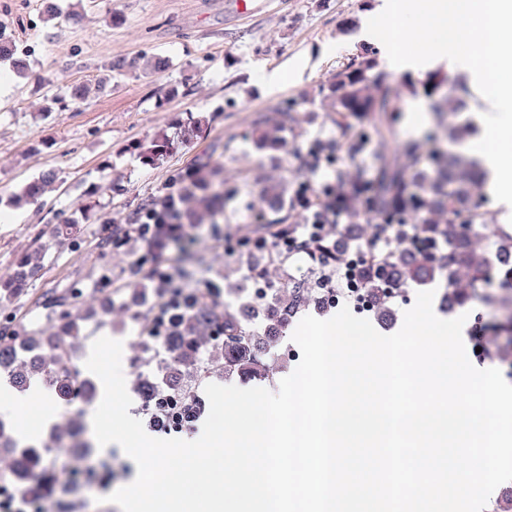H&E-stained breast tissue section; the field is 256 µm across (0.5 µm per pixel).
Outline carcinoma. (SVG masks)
<instances>
[{
  "mask_svg": "<svg viewBox=\"0 0 512 512\" xmlns=\"http://www.w3.org/2000/svg\"><path fill=\"white\" fill-rule=\"evenodd\" d=\"M446 82L447 76L437 70L429 73L422 87L426 95L434 96ZM331 93L335 105L332 122L348 155H357L373 138L391 132L388 78L373 58L352 61L337 71ZM281 116L276 126L258 122L251 127L250 138L258 148L279 147L278 132L293 120L286 110ZM171 146V137L156 134L149 146L142 148L143 162L158 164ZM336 148L332 141L315 142L302 157L303 167L316 169ZM403 155L408 164L396 156L387 158L370 179L357 177L346 182L338 169L336 191L330 193L324 186L310 198L292 189L286 173L264 183L260 197L265 222L256 225L239 245L245 269L240 288L244 301L220 306L209 291L195 292V305L167 335L165 350L145 349L135 363V388L145 403L161 393L188 397L191 386L210 379L214 362L221 363L226 377L270 379L264 337L287 335L292 318L303 309L330 308L322 299L321 283L309 286L290 281L288 267L293 258L291 251L278 245L280 236L308 256L315 266L313 275L319 278L348 268L380 321L393 319L395 301L409 289L435 282L445 283L442 301L449 309L475 302L493 306L490 329L501 343L492 356L512 364V267L504 260L512 255V232L498 229L493 252L473 241L471 231L484 224L483 201L478 196L484 178L478 162L436 147L430 155L433 170L429 172L414 144H405ZM55 180V172L43 174L24 187L21 199H38ZM192 180L202 194L195 197L196 206L178 210L173 222L191 226L219 223L227 198L224 179L205 162L197 167ZM364 213L376 220L366 244L360 242L357 232ZM312 219L327 225V231L319 236L306 233L303 225ZM45 251L46 246L41 245L24 257L16 276L7 282L9 295L25 292L28 279L42 268ZM270 266L279 269L281 276L267 282L268 296L262 306L255 307L249 278L253 273L266 275ZM460 268L468 272L465 288L454 287ZM78 304V289L64 288L45 307L74 308ZM94 315L90 309L83 315L67 311L48 332L33 334L13 321H4L0 324V377L24 388L38 375L58 397L77 396L86 404L93 403L97 387L77 367L75 358L83 322ZM218 334L224 339H217ZM54 444L56 451L75 452L85 469L92 468L93 444L79 440L67 444L61 436ZM5 453L12 456L9 468L18 475L16 488L21 495L38 501L50 492L57 476L46 467L43 454L36 448L19 449L10 427L0 420V454Z\"/></svg>",
  "mask_w": 512,
  "mask_h": 512,
  "instance_id": "carcinoma-1",
  "label": "carcinoma"
}]
</instances>
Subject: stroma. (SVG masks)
I'll use <instances>...</instances> for the list:
<instances>
[{
	"label": "stroma",
	"mask_w": 512,
	"mask_h": 512,
	"mask_svg": "<svg viewBox=\"0 0 512 512\" xmlns=\"http://www.w3.org/2000/svg\"><path fill=\"white\" fill-rule=\"evenodd\" d=\"M55 17H47L42 0H0V26L15 40L27 68L12 71L0 61V81L12 91L0 99V208L11 206L22 186L52 170L56 182L38 202L21 204L19 223L0 222V284L10 280L21 257L48 244L43 267L24 294L0 298V319L14 317L28 329L48 328L39 304L55 291L79 285L81 304L98 306L112 300L110 316L86 321L76 355L84 365L99 337L122 341V370L131 390V416H138L142 399L132 387L133 368L140 354L135 309L126 305L133 289H141L145 306L156 293L147 278H131L135 264L160 267L177 287L194 291L219 285L217 302H237L243 270L237 258L224 253V244L244 237L259 220L263 177L287 168L293 183L306 181L299 155L318 139L336 140L328 86L336 71L359 59L364 43L360 31L379 0H254L249 14L237 11V0H53ZM126 66L111 75L113 59ZM164 57L169 67L156 72L154 61ZM429 69L448 75L438 98L423 90L401 88V76L388 75L393 133L372 141L363 155L323 163L311 177L330 181L335 170L369 176L381 160L406 142L427 150L434 110L447 112L449 123L480 126L489 112L488 100L472 90L459 99L454 84L469 76L468 68L444 58ZM290 73V80L269 84L272 72ZM82 86V99L69 96ZM295 121L285 133V146L276 156L257 151L244 131L254 122L275 124L282 108ZM205 113L207 130L180 144L158 165H142L136 144L156 133L172 131L189 114ZM209 163L224 170V181L238 190L227 201L218 227L198 225L188 248L142 256L130 241L103 245L113 226L133 223L136 214L168 191L185 193L186 172ZM73 221V234L60 246L48 243L58 222ZM42 415L39 424L16 430L20 444L41 446L65 433L75 413L92 419L94 410L50 396L45 407L31 405ZM97 461L110 467L106 481L92 485L62 479L53 512H121L108 497L129 485L137 466L122 448H95Z\"/></svg>",
	"instance_id": "1"
}]
</instances>
